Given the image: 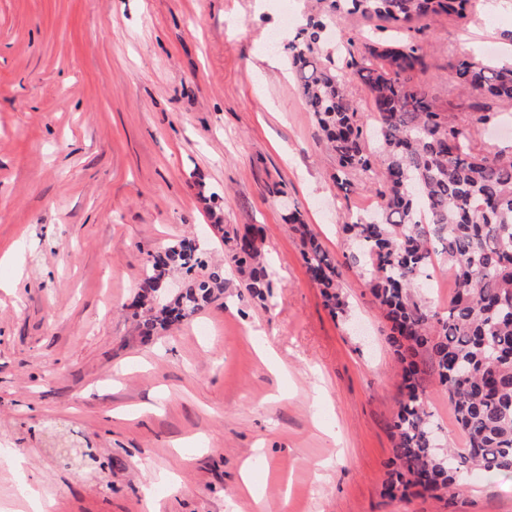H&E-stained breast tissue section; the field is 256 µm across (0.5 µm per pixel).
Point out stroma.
I'll return each instance as SVG.
<instances>
[{
    "mask_svg": "<svg viewBox=\"0 0 512 512\" xmlns=\"http://www.w3.org/2000/svg\"><path fill=\"white\" fill-rule=\"evenodd\" d=\"M288 3L291 25L276 0H0V512H26L22 485L58 512H254L245 468L264 512H512V473L381 495L402 371L341 230L374 197L332 181L285 50L319 5ZM510 32L512 7L487 0L467 28L432 26L419 79L440 108L463 97L462 38ZM212 208L263 227L272 305L231 270L144 340L129 303L150 254L193 238L223 262ZM292 211L335 257L346 316L309 280ZM423 386L463 447L445 390ZM74 432L112 459L104 484L55 466Z\"/></svg>",
    "mask_w": 512,
    "mask_h": 512,
    "instance_id": "obj_1",
    "label": "stroma"
}]
</instances>
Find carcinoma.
I'll list each match as a JSON object with an SVG mask.
<instances>
[{"instance_id": "1", "label": "carcinoma", "mask_w": 512, "mask_h": 512, "mask_svg": "<svg viewBox=\"0 0 512 512\" xmlns=\"http://www.w3.org/2000/svg\"><path fill=\"white\" fill-rule=\"evenodd\" d=\"M323 2V13L299 28L287 50L302 99L336 155V189L348 192L357 176L373 185L374 213H346L343 230L353 246L347 259L370 270L371 294L403 366L391 471L381 495L439 496L469 470L512 471V148L483 138L500 111L512 110V63L480 56L459 61L468 104L447 112L414 80L427 63L413 34H425L443 15L466 23L474 0ZM351 16L366 23L359 41L326 47L327 28ZM353 78L367 91L371 123L346 94ZM212 218L244 288L269 303L262 229L250 225L229 235L221 215ZM289 220L302 236L306 272L324 306L334 317L345 313L335 258L299 216L291 213ZM437 261L455 273L443 314L420 295ZM173 270L184 274L183 288L155 301L156 282ZM225 275V265L209 263L193 239L150 255L132 304L140 334L154 336L200 314L223 293ZM426 368L448 394L466 439L461 450L438 447L421 386Z\"/></svg>"}]
</instances>
